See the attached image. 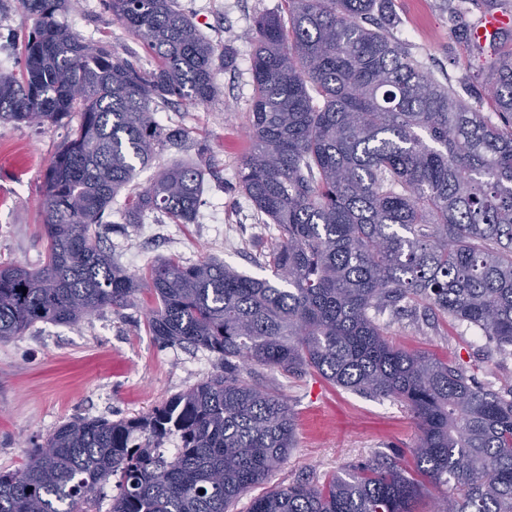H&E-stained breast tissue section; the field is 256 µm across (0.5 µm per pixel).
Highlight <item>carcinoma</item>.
Wrapping results in <instances>:
<instances>
[{
  "instance_id": "cac0c4a2",
  "label": "carcinoma",
  "mask_w": 512,
  "mask_h": 512,
  "mask_svg": "<svg viewBox=\"0 0 512 512\" xmlns=\"http://www.w3.org/2000/svg\"><path fill=\"white\" fill-rule=\"evenodd\" d=\"M70 0H19L35 27L21 76L0 73V121L65 123L45 173L46 256L0 265V340L124 307L138 282L100 245L112 202L124 223L196 222L200 165L153 169L164 150L204 155L156 108L205 105L219 55L176 0H105L159 63L144 72L61 25ZM256 21L239 190L277 232L272 278L224 262L146 267L160 344L205 349L217 371L133 418L77 417L0 472V512H79L118 477L111 512H229L295 447L286 401L241 377L258 364L404 402L421 436L415 468L372 459L321 485L296 482L248 512H512V387L398 349L376 316L421 306L512 356V50L489 66L494 122L432 78L389 34L392 0H283ZM179 438L168 458L165 439Z\"/></svg>"
}]
</instances>
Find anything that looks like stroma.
<instances>
[{"mask_svg":"<svg viewBox=\"0 0 512 512\" xmlns=\"http://www.w3.org/2000/svg\"><path fill=\"white\" fill-rule=\"evenodd\" d=\"M216 48L234 60L217 68L218 93L209 103L160 108L161 125L180 124L207 147L212 172L205 177L196 223L172 224L159 214L127 224L113 204L112 229L103 243L129 275L148 263L178 257L188 263L216 259L256 278L269 277L263 248L275 232L262 224L241 195L236 173L250 149L254 26L279 12L282 0H177ZM392 36L409 45L424 70L438 80H465L469 99L492 114L486 82L491 51L470 32L485 15L512 12V0H392ZM64 25L85 41H103L143 70L154 57L105 6L73 0ZM32 27L16 0H0V71L20 73L24 40ZM68 134L66 125L0 122V263L41 265V186L47 165ZM153 299L148 290L119 311L93 314L74 326L39 323L24 335L0 341V471L21 466L34 445L76 417L132 418L198 384L215 370L207 352L158 344L148 333ZM378 324L395 345L427 351L463 365L486 389L512 383V357L467 326L435 325L424 315L384 312ZM247 382L281 395L295 422L296 446L268 479L247 491L232 512H247L254 497L300 480L322 484L329 476L376 457L411 465L420 431L401 402L372 398L332 385L316 372L286 376L249 365Z\"/></svg>","mask_w":512,"mask_h":512,"instance_id":"stroma-1","label":"stroma"}]
</instances>
